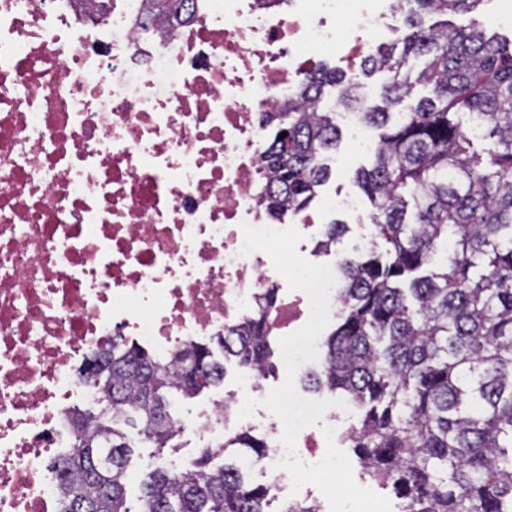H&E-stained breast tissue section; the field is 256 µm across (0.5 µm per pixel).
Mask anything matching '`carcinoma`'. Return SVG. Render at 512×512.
I'll list each match as a JSON object with an SVG mask.
<instances>
[{"label": "carcinoma", "mask_w": 512, "mask_h": 512, "mask_svg": "<svg viewBox=\"0 0 512 512\" xmlns=\"http://www.w3.org/2000/svg\"><path fill=\"white\" fill-rule=\"evenodd\" d=\"M407 2L416 8L405 14L403 45L379 48L358 68L389 75L383 105L356 94V75L322 64L268 116L265 204L275 218L287 206L306 209L329 180L338 132L336 113L315 109L325 97L381 130L356 179L387 248L336 262L339 324L322 369L306 380L362 410L346 440L365 474L392 486L401 512H512V38L446 20L484 0ZM183 7L152 3L158 16ZM424 13L445 20L426 29ZM420 57L427 62L416 72ZM418 84L430 94L412 99ZM480 132L494 139L485 157L472 150ZM345 231L328 224L318 252L331 253ZM448 242L446 262L418 275ZM220 348L241 366L273 368L261 312L225 330ZM91 362L103 363L98 389L111 402L96 416L73 415L77 438L57 464L61 512H74L77 499L88 512H266L270 491L246 475L266 444L246 432L220 466L206 448L189 469L147 473L138 508L128 504L122 427L166 448L179 435L168 395L194 397L224 381L211 348H182L169 369L120 340Z\"/></svg>", "instance_id": "obj_1"}]
</instances>
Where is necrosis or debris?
I'll list each match as a JSON object with an SVG mask.
<instances>
[{
  "instance_id": "1",
  "label": "necrosis or debris",
  "mask_w": 512,
  "mask_h": 512,
  "mask_svg": "<svg viewBox=\"0 0 512 512\" xmlns=\"http://www.w3.org/2000/svg\"><path fill=\"white\" fill-rule=\"evenodd\" d=\"M402 11L401 0H188L187 21L171 24L147 0H0V512H59L48 462L73 446L69 403L94 392L80 369L113 337L166 361L215 344L270 287L271 334L306 323L307 295L265 253L241 252L242 224L317 221L267 214L266 115L324 56L354 67ZM247 395L260 405L242 420ZM265 397L249 371L180 429L217 453L235 433H262L256 466L277 495L291 478ZM348 416L332 408L301 429L297 457L320 461L324 427L342 438Z\"/></svg>"
}]
</instances>
